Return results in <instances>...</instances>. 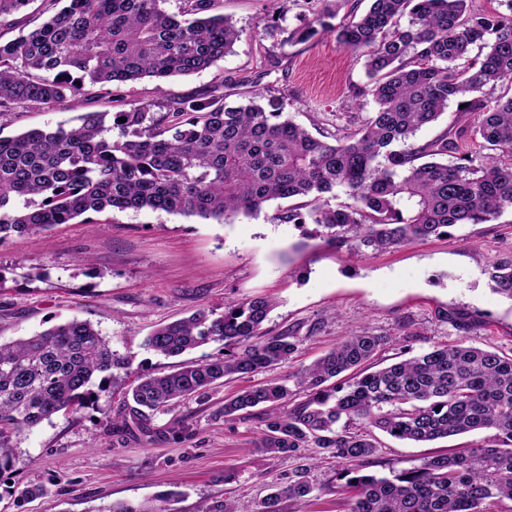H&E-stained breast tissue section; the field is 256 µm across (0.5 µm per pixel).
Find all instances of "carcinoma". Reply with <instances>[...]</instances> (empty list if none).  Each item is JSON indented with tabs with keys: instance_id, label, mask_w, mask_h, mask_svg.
I'll return each mask as SVG.
<instances>
[{
	"instance_id": "1",
	"label": "carcinoma",
	"mask_w": 512,
	"mask_h": 512,
	"mask_svg": "<svg viewBox=\"0 0 512 512\" xmlns=\"http://www.w3.org/2000/svg\"><path fill=\"white\" fill-rule=\"evenodd\" d=\"M30 2L0 0V28H19L0 42L1 113L29 102L77 107L87 83L162 82L198 72L241 37L231 17L214 13L218 0H181L173 13L167 0H67L26 32L15 15ZM505 3L507 15L475 11L469 0H371L336 27L313 14L295 32L297 41L322 30L365 57L369 82L359 95L372 97L374 108L349 133L316 137L284 116L272 96L265 106L254 97L228 103L220 83L201 99L168 102L163 112L145 102L113 114L85 112L69 127L0 136V241L32 238L78 217L95 224V216L113 209L223 224L298 198L309 199L308 213L289 205L276 219H309L356 256L488 223L512 209V96L486 92L512 83V0ZM452 100L475 120H457L423 145L410 143ZM468 138L481 140L482 151H463ZM489 278L512 301V259L493 265ZM273 307L271 299L254 297L217 316L198 310L154 329L144 346L157 355L177 357L211 342L224 343V354L141 375L124 391L112 429L133 426L151 439L154 418L179 400L289 360L291 337L263 328ZM388 343L353 331L295 375L305 400L288 405L284 383L253 386L224 398V422L257 408L264 430L254 447L287 456L318 448L338 460L328 492L344 512H498L500 503L512 502V353L459 342L381 366L377 356ZM134 360L114 353L86 320L0 343V475L12 466L19 435L59 412L99 405L122 387L115 371L129 370ZM357 421L418 444L475 431L489 437L378 476L366 469L379 443L351 431ZM315 491L299 468L287 485L273 486L257 512H282L283 500L306 503ZM110 512L166 507L119 503Z\"/></svg>"
}]
</instances>
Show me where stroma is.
Listing matches in <instances>:
<instances>
[{"label":"stroma","mask_w":512,"mask_h":512,"mask_svg":"<svg viewBox=\"0 0 512 512\" xmlns=\"http://www.w3.org/2000/svg\"><path fill=\"white\" fill-rule=\"evenodd\" d=\"M349 5L336 0H220L219 12L243 34L232 53L210 68L170 78L96 89L82 109L118 112L141 102L202 97L217 83L229 100L273 90L284 113L310 132L330 135L371 111V97L357 96L368 78L365 60L340 47L330 34L295 41L292 33L313 11ZM75 115L68 105L28 104L0 116V134L54 127ZM278 202L231 223L142 210L109 211L98 223L60 224L34 238L0 242V342L42 332L73 318L91 321L113 351L134 353L124 384L145 372L166 373L178 361L223 353L209 344L165 358L146 351L145 336L157 325L199 309L262 296L274 308L264 327L294 336L296 351L285 363L257 375L225 381L207 394L178 403L154 420L160 433L147 442L140 432L114 434V394L107 410L58 413L16 441L13 466L0 474V512H109L117 502H145L168 495L169 512H205L233 501L237 512H256L267 484L287 479L302 457L255 449L263 428L257 417L225 422V396L276 380L304 394L293 375L334 348L349 331L390 337L384 362L409 340L413 353L434 344L466 341L512 352V301L493 289L491 266L512 259V210L485 224H462L449 235L387 251L350 257L321 227L277 220ZM180 419L179 437L165 433ZM469 433L418 445L382 437L373 471L412 468L451 448L480 441ZM28 487L39 496L23 497Z\"/></svg>","instance_id":"35a3bbf8"}]
</instances>
